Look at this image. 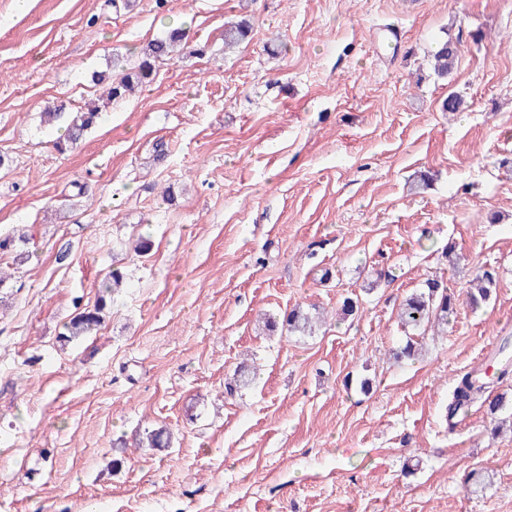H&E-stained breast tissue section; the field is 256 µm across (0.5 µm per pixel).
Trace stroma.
Listing matches in <instances>:
<instances>
[{"instance_id":"stroma-1","label":"stroma","mask_w":512,"mask_h":512,"mask_svg":"<svg viewBox=\"0 0 512 512\" xmlns=\"http://www.w3.org/2000/svg\"><path fill=\"white\" fill-rule=\"evenodd\" d=\"M171 23L186 45L59 152L44 109L101 97ZM9 234L0 512H512V430L485 402L448 426L457 379L512 342V0H0ZM113 270L101 326L65 341ZM435 276L456 317L395 359L399 305ZM295 307L325 319L288 331ZM161 426L170 448L140 447ZM457 59V45L448 39L437 43L434 52V70L440 77L446 78L452 73ZM473 287L467 293L466 303L471 307H478L489 300L493 288H496V273L493 269H479L473 278Z\"/></svg>"}]
</instances>
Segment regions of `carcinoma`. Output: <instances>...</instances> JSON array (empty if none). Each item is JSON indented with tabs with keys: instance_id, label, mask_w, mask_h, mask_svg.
I'll list each match as a JSON object with an SVG mask.
<instances>
[{
	"instance_id": "obj_1",
	"label": "carcinoma",
	"mask_w": 512,
	"mask_h": 512,
	"mask_svg": "<svg viewBox=\"0 0 512 512\" xmlns=\"http://www.w3.org/2000/svg\"><path fill=\"white\" fill-rule=\"evenodd\" d=\"M251 26L248 21L242 20L225 29L224 44L231 46L234 43L247 38ZM186 32L183 28H173L164 37L157 38L143 51V58L132 69L115 82L110 76L101 74L97 82L107 84V96L113 100L123 97L124 92L133 85L148 84L153 80L155 63L173 51L174 45L185 39ZM458 59V47L449 40H441L437 43L434 52V70L442 78L448 77L454 70ZM44 121L48 123L60 122L64 126V133L57 141V148L64 153L77 146L87 131L100 118V113L94 109L85 112H67L64 107L57 106L52 112L43 113ZM120 273L111 272L102 282L97 302L93 308H86L71 319L67 325L68 336L66 340L72 341L87 335L96 329L102 322V311L107 305V300L112 298V289L121 285ZM496 287V273L492 269L482 268L474 274L473 287L467 293L466 303L477 307L489 300L493 288ZM458 298L448 292V286L441 279H430L426 282V288L407 296L401 304L399 319L406 329L413 331L431 329L437 333L448 326L450 317L455 313ZM286 322L291 329L306 331L311 327L312 318L299 310H292L286 316ZM484 385H478L472 376H466L462 381V387L453 391L454 408H459L469 400L470 394L478 392Z\"/></svg>"
}]
</instances>
